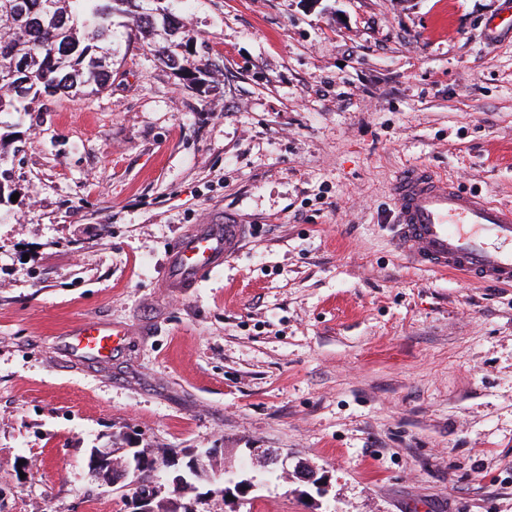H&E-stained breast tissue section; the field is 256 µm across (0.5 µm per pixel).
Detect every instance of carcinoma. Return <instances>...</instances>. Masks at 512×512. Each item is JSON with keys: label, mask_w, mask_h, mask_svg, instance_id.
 Masks as SVG:
<instances>
[{"label": "carcinoma", "mask_w": 512, "mask_h": 512, "mask_svg": "<svg viewBox=\"0 0 512 512\" xmlns=\"http://www.w3.org/2000/svg\"><path fill=\"white\" fill-rule=\"evenodd\" d=\"M144 34L161 26L167 45L159 59L189 84L219 70L209 60L204 67L185 65L195 43L184 19L164 8L141 9L139 0H0V112H18L27 98L96 91L112 80V25L115 16ZM204 482L186 481L172 487L171 497L157 501V512H176L173 502L187 489Z\"/></svg>", "instance_id": "obj_1"}]
</instances>
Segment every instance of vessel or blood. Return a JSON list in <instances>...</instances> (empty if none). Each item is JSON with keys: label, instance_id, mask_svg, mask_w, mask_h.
I'll return each mask as SVG.
<instances>
[{"label": "vessel or blood", "instance_id": "b4317fda", "mask_svg": "<svg viewBox=\"0 0 512 512\" xmlns=\"http://www.w3.org/2000/svg\"><path fill=\"white\" fill-rule=\"evenodd\" d=\"M393 244L411 264L478 282L512 284V206L465 193L423 167L395 175ZM242 224H193L173 242L161 285L171 293L197 287L243 246ZM129 328L89 322L74 330L75 347L94 359L112 351Z\"/></svg>", "mask_w": 512, "mask_h": 512}]
</instances>
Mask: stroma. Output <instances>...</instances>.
<instances>
[{"label": "stroma", "mask_w": 512, "mask_h": 512, "mask_svg": "<svg viewBox=\"0 0 512 512\" xmlns=\"http://www.w3.org/2000/svg\"><path fill=\"white\" fill-rule=\"evenodd\" d=\"M183 17L188 87L114 20L112 83L1 112L0 512H131L91 449L291 453L196 512H512V287L391 242L396 172L512 204V0H141ZM241 250L175 298L182 229ZM128 325L103 360L83 321Z\"/></svg>", "instance_id": "stroma-1"}]
</instances>
